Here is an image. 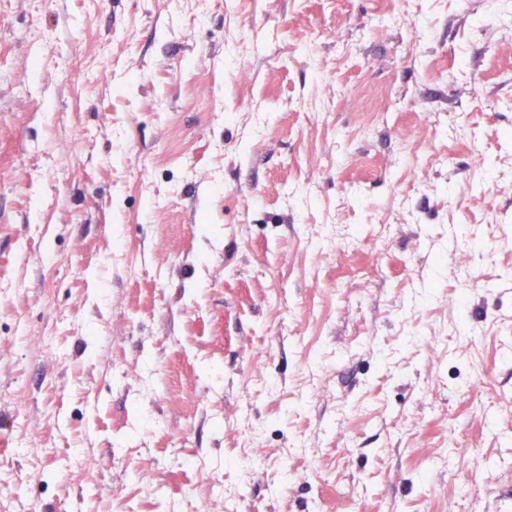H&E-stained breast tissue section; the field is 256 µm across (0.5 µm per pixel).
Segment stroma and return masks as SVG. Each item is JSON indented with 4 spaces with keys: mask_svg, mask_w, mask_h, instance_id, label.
Instances as JSON below:
<instances>
[{
    "mask_svg": "<svg viewBox=\"0 0 512 512\" xmlns=\"http://www.w3.org/2000/svg\"><path fill=\"white\" fill-rule=\"evenodd\" d=\"M21 417L8 512H512V14L0 0V449Z\"/></svg>",
    "mask_w": 512,
    "mask_h": 512,
    "instance_id": "35a3bbf8",
    "label": "stroma"
}]
</instances>
